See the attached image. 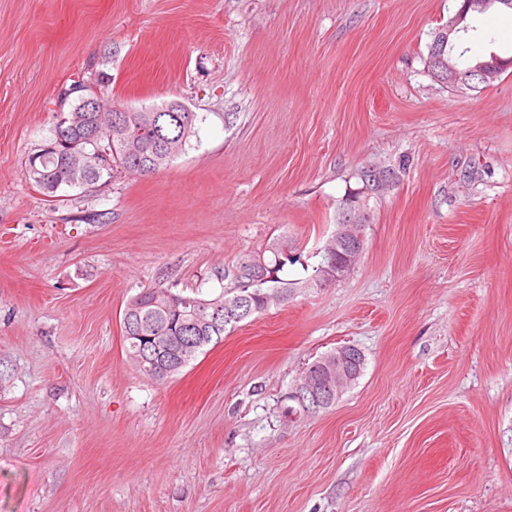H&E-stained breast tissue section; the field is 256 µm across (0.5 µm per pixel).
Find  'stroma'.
<instances>
[{"instance_id":"obj_1","label":"stroma","mask_w":512,"mask_h":512,"mask_svg":"<svg viewBox=\"0 0 512 512\" xmlns=\"http://www.w3.org/2000/svg\"><path fill=\"white\" fill-rule=\"evenodd\" d=\"M459 0H0V512H512V71L426 65ZM512 55V12L470 18ZM195 133L170 165L47 201L22 166L73 80ZM389 174L378 192L360 171ZM365 199L344 278L298 289L158 383L127 359L142 289L218 293ZM362 351L323 412L280 404ZM363 361L364 356L362 352L354 346H344L339 348L337 352L332 351L319 356L308 364L303 373L308 372L310 374H316L319 379H321V375L326 374L327 368L331 373L336 369V381L335 375L332 377L331 374L328 373L322 385L315 384L309 374H307L303 377L302 381L296 383L288 392V400L293 403V406H300L305 414H315L320 410L322 411V409L335 399V396L337 400L341 392L350 385L356 377L359 378L361 376L364 364L361 366L359 375L358 370ZM320 386L323 387L325 391L318 390ZM336 400L327 408L332 407L336 403Z\"/></svg>"}]
</instances>
